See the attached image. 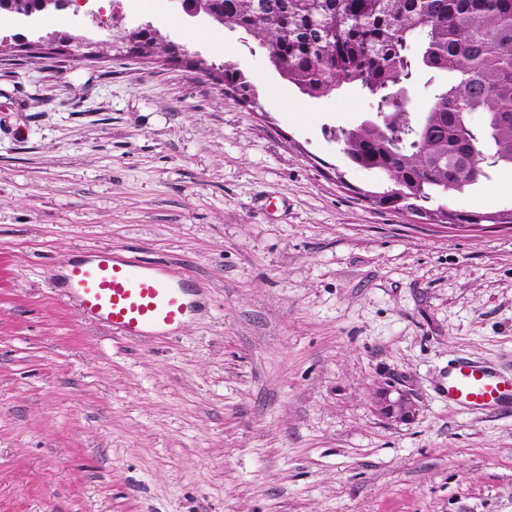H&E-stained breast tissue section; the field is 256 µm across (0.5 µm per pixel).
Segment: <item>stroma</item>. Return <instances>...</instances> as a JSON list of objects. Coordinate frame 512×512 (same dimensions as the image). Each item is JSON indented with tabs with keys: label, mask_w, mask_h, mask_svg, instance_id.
<instances>
[{
	"label": "stroma",
	"mask_w": 512,
	"mask_h": 512,
	"mask_svg": "<svg viewBox=\"0 0 512 512\" xmlns=\"http://www.w3.org/2000/svg\"><path fill=\"white\" fill-rule=\"evenodd\" d=\"M143 21L182 60L105 46ZM375 112L172 7L0 21V512H512V413L444 394L456 357L512 369V226L354 198L377 177L326 131ZM441 202L511 206L512 167ZM100 248L191 277L175 336L82 315L60 276ZM388 384L413 419L379 415ZM212 72L215 70H219L222 75L224 72V85L230 88L231 90L234 89H242L244 90L249 96L252 97V100L249 96H240L239 92L236 91L235 93L240 97V99L246 103H252L255 104V101L253 98L257 99V90L255 85L251 82L249 77L239 68L231 65H224V67L221 68H215L211 66Z\"/></svg>",
	"instance_id": "1"
}]
</instances>
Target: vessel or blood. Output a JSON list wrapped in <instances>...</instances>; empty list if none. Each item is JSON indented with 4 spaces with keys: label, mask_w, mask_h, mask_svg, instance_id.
<instances>
[{
    "label": "vessel or blood",
    "mask_w": 512,
    "mask_h": 512,
    "mask_svg": "<svg viewBox=\"0 0 512 512\" xmlns=\"http://www.w3.org/2000/svg\"><path fill=\"white\" fill-rule=\"evenodd\" d=\"M66 282L87 319L126 338L173 334L195 307L188 278L108 249L74 261ZM445 392L450 404L473 412L512 409V372L462 358L449 366Z\"/></svg>",
    "instance_id": "vessel-or-blood-1"
}]
</instances>
